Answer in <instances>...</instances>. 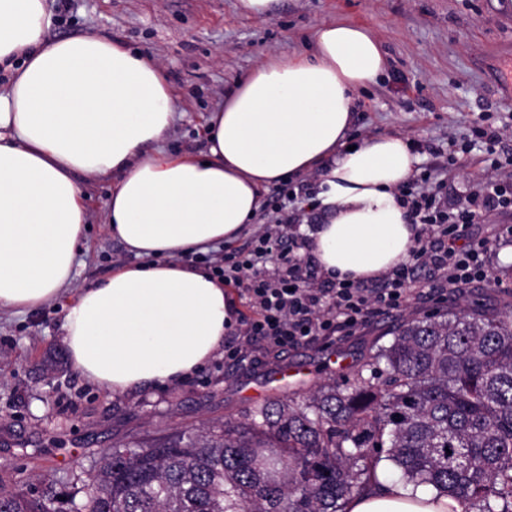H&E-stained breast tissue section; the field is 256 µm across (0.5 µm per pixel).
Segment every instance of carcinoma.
Returning a JSON list of instances; mask_svg holds the SVG:
<instances>
[{
  "mask_svg": "<svg viewBox=\"0 0 512 512\" xmlns=\"http://www.w3.org/2000/svg\"><path fill=\"white\" fill-rule=\"evenodd\" d=\"M389 461L465 512H512V302L411 314L300 401L130 441L74 477L73 512H346ZM81 503H75L76 497ZM52 483L0 512H61Z\"/></svg>",
  "mask_w": 512,
  "mask_h": 512,
  "instance_id": "carcinoma-1",
  "label": "carcinoma"
}]
</instances>
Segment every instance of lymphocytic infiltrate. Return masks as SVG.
Instances as JSON below:
<instances>
[{
    "instance_id": "obj_1",
    "label": "lymphocytic infiltrate",
    "mask_w": 512,
    "mask_h": 512,
    "mask_svg": "<svg viewBox=\"0 0 512 512\" xmlns=\"http://www.w3.org/2000/svg\"><path fill=\"white\" fill-rule=\"evenodd\" d=\"M401 197L415 229L414 244L407 259L384 273L377 287L326 276L291 249L282 251L273 267L261 265L270 243L283 238L285 227L302 222L300 210L267 223L257 246L243 258L213 263L214 275L243 288L255 310L241 323V344L258 338L281 349L320 336H345L381 312L423 298L426 290L456 296L472 283L490 280L489 242L470 235L469 229L485 223L491 212L512 211V160L492 161L479 190L455 202L417 191L410 180ZM426 270L432 273L429 289L422 281Z\"/></svg>"
}]
</instances>
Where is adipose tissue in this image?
<instances>
[{
	"instance_id": "1",
	"label": "adipose tissue",
	"mask_w": 512,
	"mask_h": 512,
	"mask_svg": "<svg viewBox=\"0 0 512 512\" xmlns=\"http://www.w3.org/2000/svg\"><path fill=\"white\" fill-rule=\"evenodd\" d=\"M45 0H0V310L40 308L67 287L89 220L77 175L117 176L107 231L137 264L82 289L65 317L73 368L115 392L203 369L234 323L224 284L179 256L237 239L270 184L324 168L326 221L308 249L340 279L370 280L405 261L414 228L397 189L417 163L381 135L349 148L357 94L386 69L367 27L325 22L309 54L270 59L225 95L205 153L158 144L174 90L140 51L93 35L51 39ZM348 512H464L433 493L383 487Z\"/></svg>"
}]
</instances>
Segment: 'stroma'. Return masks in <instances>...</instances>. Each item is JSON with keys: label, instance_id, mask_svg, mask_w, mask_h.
I'll return each mask as SVG.
<instances>
[{"label": "stroma", "instance_id": "35a3bbf8", "mask_svg": "<svg viewBox=\"0 0 512 512\" xmlns=\"http://www.w3.org/2000/svg\"><path fill=\"white\" fill-rule=\"evenodd\" d=\"M238 0H47L54 38L95 34L119 39L158 62L175 92L177 119L162 147L199 154L207 118L263 60L309 52L314 29L328 21L369 27L383 45L386 73L359 93L353 141L406 138L419 158L416 178L448 199L473 190L490 161L484 147L449 156L448 141L466 142L474 124L512 122V0H274L269 12L243 15ZM89 206L73 279L61 295L25 313L0 311V485L33 494L40 475L68 492L80 470L131 437L153 436L223 420L245 421L272 399L302 398L342 374L371 344H389L404 313L454 308L426 299L375 316L347 336H324L281 352L254 344L245 358L217 351L196 375L166 386L112 392L89 383L68 356L63 328L77 292L133 263L107 232L106 201L114 178L78 175ZM321 171L270 185L263 207L217 256L248 252L281 194L305 185L317 194ZM492 244L490 266L500 285L476 282L467 299L496 301L512 285V212L492 214L471 229ZM57 359L47 369L48 359Z\"/></svg>", "mask_w": 512, "mask_h": 512}]
</instances>
